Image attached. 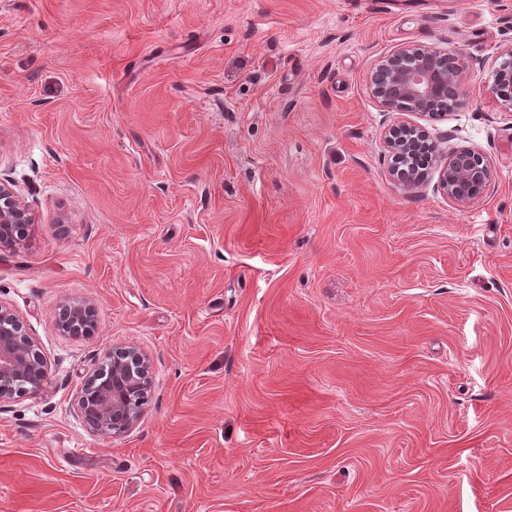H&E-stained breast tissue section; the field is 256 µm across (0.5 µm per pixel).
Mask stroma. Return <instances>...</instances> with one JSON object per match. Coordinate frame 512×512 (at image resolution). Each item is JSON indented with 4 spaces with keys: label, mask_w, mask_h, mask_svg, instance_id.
<instances>
[{
    "label": "stroma",
    "mask_w": 512,
    "mask_h": 512,
    "mask_svg": "<svg viewBox=\"0 0 512 512\" xmlns=\"http://www.w3.org/2000/svg\"><path fill=\"white\" fill-rule=\"evenodd\" d=\"M409 44L465 58L461 109L377 103ZM511 45L512 0H0V178L34 220L0 303L50 368L0 400V512H512V112L485 90ZM400 121L490 184L404 194ZM127 344L151 386L101 436L74 399ZM95 309L91 304H71L65 302L59 309V323L70 335H80L87 324L94 322Z\"/></svg>",
    "instance_id": "obj_1"
}]
</instances>
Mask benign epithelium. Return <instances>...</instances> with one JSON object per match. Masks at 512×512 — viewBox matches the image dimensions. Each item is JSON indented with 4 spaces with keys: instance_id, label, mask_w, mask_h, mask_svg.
<instances>
[{
    "instance_id": "benign-epithelium-1",
    "label": "benign epithelium",
    "mask_w": 512,
    "mask_h": 512,
    "mask_svg": "<svg viewBox=\"0 0 512 512\" xmlns=\"http://www.w3.org/2000/svg\"><path fill=\"white\" fill-rule=\"evenodd\" d=\"M465 69L457 53L436 46L408 45L373 70V94L387 109L433 117L439 108L465 104ZM488 90L500 100L504 111L512 112V48L500 55ZM384 142L391 158L390 173L405 192L418 189L424 183L426 167L435 162L439 164L436 189L456 204L469 202L490 181L489 167L479 151L461 147L446 155L420 125L397 123L385 131ZM31 223V213L14 185L0 181V247L19 244ZM94 317L90 304L65 302L59 309V322L70 335L82 334ZM104 360L112 361V385L98 383L100 371H94L77 397V410L95 433L114 437L137 423L143 398L134 397V393L149 386L151 365L147 355L133 346L114 347L105 353ZM47 377V363L28 328L0 303V381L18 384L10 390L1 387L0 399L37 395Z\"/></svg>"
}]
</instances>
